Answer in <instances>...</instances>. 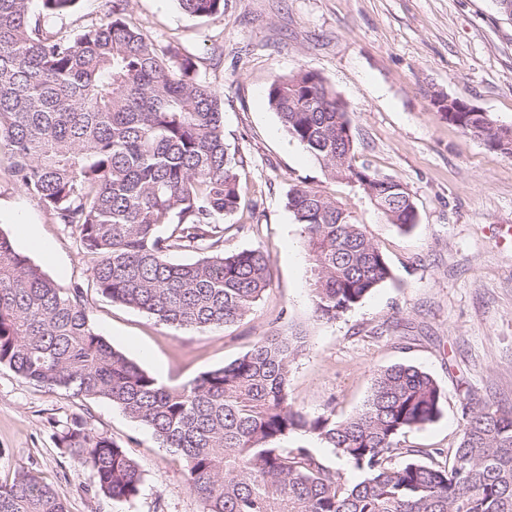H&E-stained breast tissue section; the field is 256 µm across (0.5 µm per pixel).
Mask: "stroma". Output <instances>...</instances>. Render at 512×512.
<instances>
[{"mask_svg": "<svg viewBox=\"0 0 512 512\" xmlns=\"http://www.w3.org/2000/svg\"><path fill=\"white\" fill-rule=\"evenodd\" d=\"M129 21L196 65L224 103V139L242 156L244 195L224 237L228 251L260 247L272 283L253 315L205 332L178 329L90 289L78 234L56 224L0 159V232L63 288L88 286L97 331L162 382L180 384L224 366L274 329H301L306 350L291 365L289 397L308 416L360 408L372 378L395 363L430 373L442 416L401 444L455 448L461 405L512 407V156L490 150L430 104L442 91L512 127V22L495 0H225L198 19L176 0H130ZM319 72L344 103L356 165L401 181L418 224L408 234L356 207L395 278L342 318L315 320L301 227L286 205L290 185L324 181L320 165L288 137L267 101L279 77ZM36 228L29 243L19 227ZM82 417L117 440L144 472L137 498L94 494L93 473L63 454L56 424ZM29 468L67 512H199L185 461L153 432L101 399L73 400L0 367V481Z\"/></svg>", "mask_w": 512, "mask_h": 512, "instance_id": "35a3bbf8", "label": "stroma"}]
</instances>
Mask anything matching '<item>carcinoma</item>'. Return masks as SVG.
I'll return each instance as SVG.
<instances>
[{
  "mask_svg": "<svg viewBox=\"0 0 512 512\" xmlns=\"http://www.w3.org/2000/svg\"><path fill=\"white\" fill-rule=\"evenodd\" d=\"M0 0V157L12 179L57 223L78 232L93 259L94 288L157 322L206 331L249 317L271 286L261 248L226 251L224 220L240 207L244 159L224 142L223 103L188 60L127 19L129 0H110L104 19L75 35L46 28L78 0ZM195 18L224 13L225 0H176ZM268 104L288 136L324 169L320 184L294 185L287 206L301 225L317 320L335 321L392 270L367 235L350 194L403 233L418 223L407 188L354 163L348 112L324 78L304 69L272 81ZM431 105L465 133L503 134L486 114L442 92ZM200 254L188 263L168 255ZM301 330H275L229 364L170 386L112 347L95 329L87 290L60 288L0 232V366L73 398L104 399L149 427L186 461L200 512H512V410L467 402L456 448H403L406 432L436 422L443 393L414 365L375 374L367 400L336 418L293 408L288 381L306 349ZM312 435L362 478L343 480L309 448ZM57 445L89 464L95 494L131 501L144 473L113 438L74 417ZM0 512H66L32 470L0 482Z\"/></svg>",
  "mask_w": 512,
  "mask_h": 512,
  "instance_id": "1",
  "label": "carcinoma"
}]
</instances>
